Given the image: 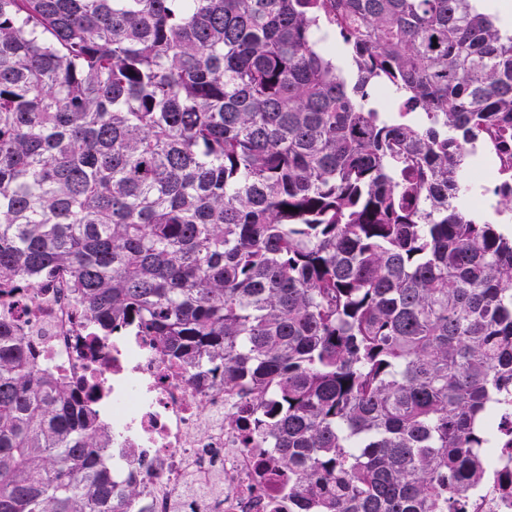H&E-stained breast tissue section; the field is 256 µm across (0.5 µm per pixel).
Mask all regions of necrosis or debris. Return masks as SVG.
<instances>
[{"label":"necrosis or debris","mask_w":512,"mask_h":512,"mask_svg":"<svg viewBox=\"0 0 512 512\" xmlns=\"http://www.w3.org/2000/svg\"><path fill=\"white\" fill-rule=\"evenodd\" d=\"M0 320L96 411L112 436L105 462L113 485L141 487L130 512H264L276 481L255 485L254 449L224 425L235 397L220 385H193L156 337L132 326L97 335L61 274L37 288L0 285Z\"/></svg>","instance_id":"necrosis-or-debris-1"}]
</instances>
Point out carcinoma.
I'll return each mask as SVG.
<instances>
[{
	"label": "carcinoma",
	"mask_w": 512,
	"mask_h": 512,
	"mask_svg": "<svg viewBox=\"0 0 512 512\" xmlns=\"http://www.w3.org/2000/svg\"><path fill=\"white\" fill-rule=\"evenodd\" d=\"M512 26L479 0H0V283L235 394L272 512L512 498ZM0 323V512H127Z\"/></svg>",
	"instance_id": "obj_1"
}]
</instances>
